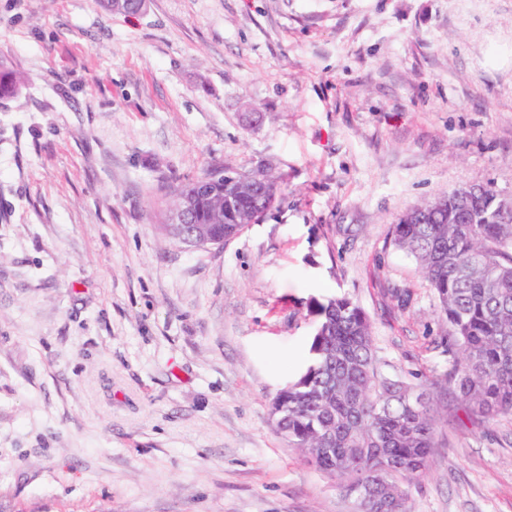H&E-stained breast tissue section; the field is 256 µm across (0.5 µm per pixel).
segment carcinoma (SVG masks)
<instances>
[{
  "instance_id": "obj_1",
  "label": "carcinoma",
  "mask_w": 512,
  "mask_h": 512,
  "mask_svg": "<svg viewBox=\"0 0 512 512\" xmlns=\"http://www.w3.org/2000/svg\"><path fill=\"white\" fill-rule=\"evenodd\" d=\"M20 78L0 72V99L17 94ZM246 183H216L193 197L191 230L213 225L215 236L239 235L276 196L263 189L285 175L259 166ZM393 244L414 258L433 288L448 372L441 383L465 409L488 418H512V214L497 209L485 186L462 213L453 196L419 203L396 221ZM309 364L273 400L269 415L288 443L345 487L376 484L388 502L368 512H408L406 485L420 478L434 448L436 419L428 390L382 374L371 324L347 297L317 301Z\"/></svg>"
}]
</instances>
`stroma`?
<instances>
[{
    "mask_svg": "<svg viewBox=\"0 0 512 512\" xmlns=\"http://www.w3.org/2000/svg\"><path fill=\"white\" fill-rule=\"evenodd\" d=\"M0 494L15 512H355L269 415L313 300L368 315L429 389L411 512H512V419L436 381L446 327L392 244L412 206L512 194V0H0ZM261 122L244 128L241 117ZM286 175L223 247L175 246V189Z\"/></svg>",
    "mask_w": 512,
    "mask_h": 512,
    "instance_id": "35a3bbf8",
    "label": "stroma"
}]
</instances>
